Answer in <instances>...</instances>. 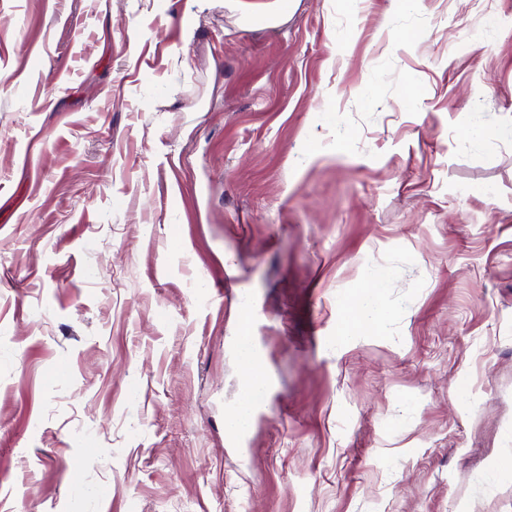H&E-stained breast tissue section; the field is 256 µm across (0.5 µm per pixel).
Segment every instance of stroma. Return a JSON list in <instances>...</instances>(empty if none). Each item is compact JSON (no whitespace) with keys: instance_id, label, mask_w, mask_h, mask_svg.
<instances>
[{"instance_id":"1","label":"stroma","mask_w":512,"mask_h":512,"mask_svg":"<svg viewBox=\"0 0 512 512\" xmlns=\"http://www.w3.org/2000/svg\"><path fill=\"white\" fill-rule=\"evenodd\" d=\"M510 127L512 0H0V512H512ZM379 311L373 307L368 301L362 299L351 306L350 320L351 329H363L367 327H375L378 321ZM350 329V330H351ZM350 330L343 331L341 337L349 334ZM244 397L240 406L225 418L224 428L228 433H241L250 425L252 405Z\"/></svg>"}]
</instances>
